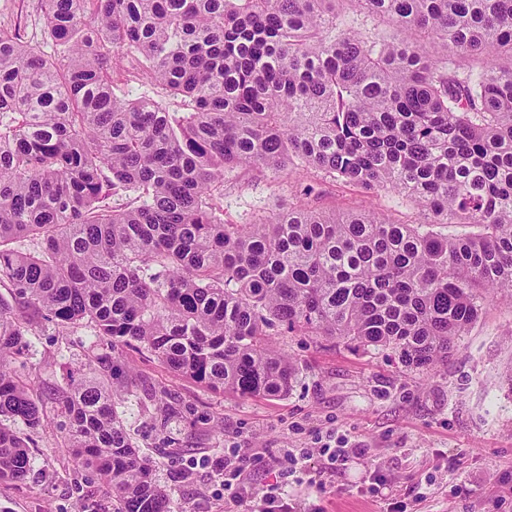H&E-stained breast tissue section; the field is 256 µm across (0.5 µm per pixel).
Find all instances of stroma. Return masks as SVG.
<instances>
[{
    "label": "stroma",
    "instance_id": "stroma-1",
    "mask_svg": "<svg viewBox=\"0 0 512 512\" xmlns=\"http://www.w3.org/2000/svg\"><path fill=\"white\" fill-rule=\"evenodd\" d=\"M41 0H0V31H20L49 51ZM313 186L304 196L305 186ZM320 211L370 210L403 224L427 214L404 196L369 191L315 170L288 176L234 169L224 221L251 224L297 200ZM32 395L47 422L18 431L30 446L22 481L0 482V512H113L95 470L62 446L64 416L49 389L88 372L99 341L91 328L43 322L27 337ZM295 363L282 397H242L178 375L135 345L112 354L114 381L131 391L117 412L148 458L171 512H252L253 494L276 484L278 512H512V301L488 298L447 362L427 371L339 339L274 330ZM321 446L357 449L329 464ZM236 447L251 463L240 477L250 499L232 503L211 467Z\"/></svg>",
    "mask_w": 512,
    "mask_h": 512
}]
</instances>
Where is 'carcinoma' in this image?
Wrapping results in <instances>:
<instances>
[{
  "instance_id": "obj_1",
  "label": "carcinoma",
  "mask_w": 512,
  "mask_h": 512,
  "mask_svg": "<svg viewBox=\"0 0 512 512\" xmlns=\"http://www.w3.org/2000/svg\"><path fill=\"white\" fill-rule=\"evenodd\" d=\"M46 54L0 32V419L40 427V321L136 343L241 396L296 374L270 329L432 369L512 296V0H42ZM125 60L173 98L129 99ZM431 215L283 206L224 223L237 167L293 162ZM435 224L476 230L442 235ZM32 241L31 250L12 244ZM52 387L115 512H170L116 404L112 352ZM28 445L0 422V480Z\"/></svg>"
}]
</instances>
